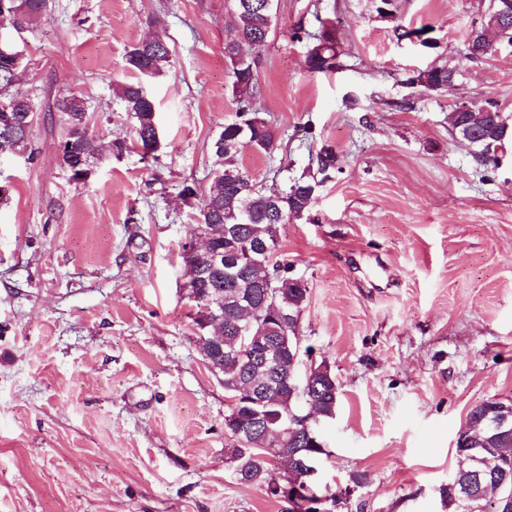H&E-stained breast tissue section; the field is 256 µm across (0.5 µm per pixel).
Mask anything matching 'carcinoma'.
<instances>
[{
    "label": "carcinoma",
    "instance_id": "carcinoma-1",
    "mask_svg": "<svg viewBox=\"0 0 512 512\" xmlns=\"http://www.w3.org/2000/svg\"><path fill=\"white\" fill-rule=\"evenodd\" d=\"M266 0H228L227 10L233 16V24L227 28L224 39V56L229 62L231 91L236 101V119L224 124L223 130L215 138L212 151L216 157L215 176L209 189L200 191L195 185L183 183L180 196L189 207L197 210L198 222L195 227H230L237 230L238 238L215 240V246L224 251V258L232 257L238 243L250 240L255 242L267 238L269 225L286 224L289 220L307 213L316 199L318 188L331 173L338 170V156L330 146H324L316 155V171L303 174L293 180L284 190L271 195L263 190L249 174L237 165L239 152L250 147L271 155L279 149L269 123L259 117L257 98L259 60L248 59L243 64L238 59L241 46L247 43L263 45L271 31L272 10L264 11ZM338 54L336 33L322 27L312 48L308 51L307 64L316 72L331 71L336 68ZM172 54L165 38L154 36L153 41L133 46L125 56V67L139 75L147 67H152L151 76L162 75L171 67ZM10 61L0 56V148L15 153L32 149L31 135L36 112L29 100L17 96L13 85L7 79ZM459 72L448 73V66L428 67L406 79V84L419 87L432 94L448 87V78H457ZM115 95L123 104L124 111L135 119V132L142 144L157 148L159 142L155 105L145 87L139 82H125L116 85ZM487 108L481 119H474L467 112L454 106L448 112V131L456 136L466 137L473 150L476 162L483 166H496V152L506 150L512 144V113L502 110L498 102L486 100L477 108ZM56 111L63 114L65 137L62 159L67 167L77 165L81 160L95 162L100 148L88 128L87 113L81 112L61 98L55 103ZM181 258L185 274L193 275V287L200 293L224 294V345L209 353L219 365V379L224 391L233 398L242 395L244 373L249 362L241 350L240 330L249 326V313L260 307L263 285L272 276H286L290 265L280 260L268 266L252 264L244 267L237 277L226 275L225 266L202 267V262L188 253V245L182 246ZM309 299V288L295 287L280 295L279 304L290 313L305 309ZM193 322L203 335L211 328V316L205 311L204 303H193ZM277 389L272 391L261 405L240 402L224 416V432L234 435L238 431L245 436L256 433L255 417L259 414L269 419V425L278 428L294 412L299 397L285 382V374L279 375ZM339 387L336 376L323 378L309 392L322 417L335 416ZM289 447L295 450L296 457L302 459L312 449L301 428L288 424ZM501 452L485 454L486 478L506 480L501 487L504 493L512 494V461H505L503 449L512 448V436L495 444ZM238 482L261 488L270 486L273 479V466L268 460L267 451L251 444L250 440L234 445L229 449ZM475 447L464 448L456 444V468L454 475L460 479L470 476L474 465L467 461L470 454L479 453ZM460 486L446 485L441 489V500L448 512H490L488 502L476 496L469 502L461 499Z\"/></svg>",
    "mask_w": 512,
    "mask_h": 512
}]
</instances>
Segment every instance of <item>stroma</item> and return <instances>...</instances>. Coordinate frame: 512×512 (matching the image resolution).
Listing matches in <instances>:
<instances>
[{
    "mask_svg": "<svg viewBox=\"0 0 512 512\" xmlns=\"http://www.w3.org/2000/svg\"><path fill=\"white\" fill-rule=\"evenodd\" d=\"M377 5L275 0L254 54L280 148L238 163L277 192L322 145L340 157L278 249L309 288L303 344L339 385L319 477L343 495L335 512H445L469 411L512 401V147L478 165L448 111H512V48L464 60L478 0H395L391 20ZM325 20L339 65L313 72L295 33ZM229 24L224 0H49L36 24L0 29L25 55L15 90L36 112L34 156H0V512H286L234 477L231 401L196 348L180 258L197 212L178 192L208 189L212 142L235 116ZM398 24L429 27L436 48ZM155 32L173 64L145 82L160 133L145 162L113 89L136 80L124 56ZM436 62L461 69L453 86L406 85ZM70 92L103 146L85 181L59 153L53 103Z\"/></svg>",
    "mask_w": 512,
    "mask_h": 512,
    "instance_id": "stroma-1",
    "label": "stroma"
}]
</instances>
